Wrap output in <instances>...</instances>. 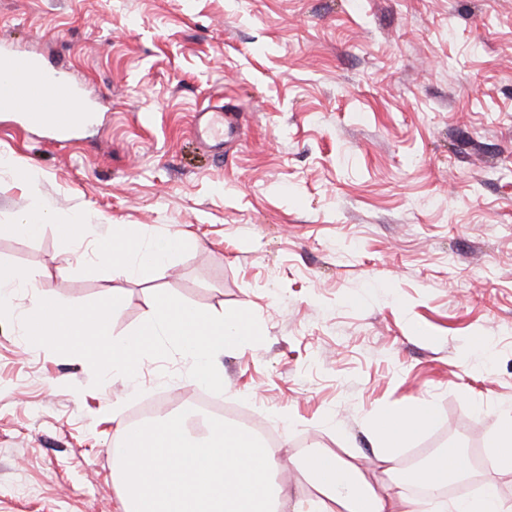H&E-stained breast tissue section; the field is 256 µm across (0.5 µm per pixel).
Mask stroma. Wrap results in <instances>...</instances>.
Wrapping results in <instances>:
<instances>
[{
  "label": "stroma",
  "mask_w": 512,
  "mask_h": 512,
  "mask_svg": "<svg viewBox=\"0 0 512 512\" xmlns=\"http://www.w3.org/2000/svg\"><path fill=\"white\" fill-rule=\"evenodd\" d=\"M1 42L81 85L95 118L58 143L0 112V224L55 217L0 236V262L64 304L120 293L117 334L157 289L250 310L264 340L219 355L221 420L370 472L371 419L427 399L396 467L457 449L465 483L512 505L488 449L512 409V0H0ZM220 106L239 136L204 148L193 116ZM76 216L188 244L127 281L63 240ZM189 368L96 387L0 320V512H121L112 409L192 411ZM51 214L48 210H42L38 214H21L13 224H1V235H36L44 224L50 223Z\"/></svg>",
  "instance_id": "1"
}]
</instances>
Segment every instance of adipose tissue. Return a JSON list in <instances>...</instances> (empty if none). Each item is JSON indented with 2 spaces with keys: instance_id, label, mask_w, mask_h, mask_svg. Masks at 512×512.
<instances>
[{
  "instance_id": "adipose-tissue-1",
  "label": "adipose tissue",
  "mask_w": 512,
  "mask_h": 512,
  "mask_svg": "<svg viewBox=\"0 0 512 512\" xmlns=\"http://www.w3.org/2000/svg\"><path fill=\"white\" fill-rule=\"evenodd\" d=\"M101 246L112 256L113 273L131 279L146 268L164 269L184 243L167 237L146 241L126 227ZM435 416L428 400L376 415L373 430L382 446L376 451L381 477L374 481L326 449H309L293 465L310 476L313 490L298 498L276 480L284 449L264 447L248 431L219 420L196 429L166 415L131 430L113 413L119 449L113 471L123 512H512L491 489L474 498L441 499L451 474L447 454L417 472L396 471L395 449ZM417 482L428 496L408 495Z\"/></svg>"
}]
</instances>
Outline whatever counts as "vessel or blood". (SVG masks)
<instances>
[{
	"label": "vessel or blood",
	"instance_id": "vessel-or-blood-1",
	"mask_svg": "<svg viewBox=\"0 0 512 512\" xmlns=\"http://www.w3.org/2000/svg\"><path fill=\"white\" fill-rule=\"evenodd\" d=\"M0 69L14 78L0 83V112L21 111L24 123L33 129H49L64 135L87 115L80 88L59 79L38 56L0 48ZM192 132L202 142L217 144L235 137V121L223 109L195 113Z\"/></svg>",
	"mask_w": 512,
	"mask_h": 512
}]
</instances>
